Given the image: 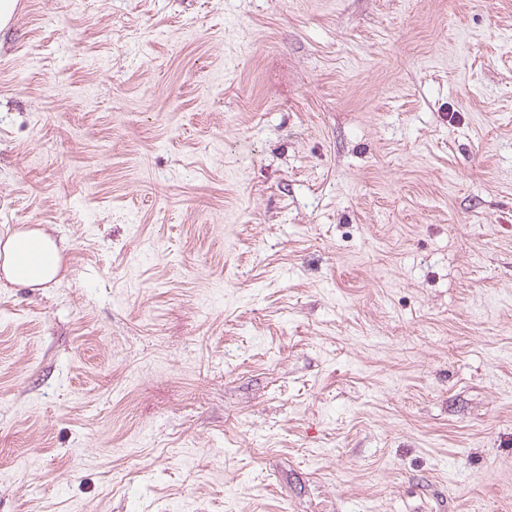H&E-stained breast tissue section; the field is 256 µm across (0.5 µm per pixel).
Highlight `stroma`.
<instances>
[{"mask_svg":"<svg viewBox=\"0 0 512 512\" xmlns=\"http://www.w3.org/2000/svg\"><path fill=\"white\" fill-rule=\"evenodd\" d=\"M0 512H512V0H17ZM58 245L39 229L18 230L0 238V288H46L58 275Z\"/></svg>","mask_w":512,"mask_h":512,"instance_id":"1","label":"stroma"}]
</instances>
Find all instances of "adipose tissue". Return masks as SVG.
I'll list each match as a JSON object with an SVG mask.
<instances>
[{
  "label": "adipose tissue",
  "instance_id": "obj_1",
  "mask_svg": "<svg viewBox=\"0 0 512 512\" xmlns=\"http://www.w3.org/2000/svg\"><path fill=\"white\" fill-rule=\"evenodd\" d=\"M56 242L37 229L18 230L0 240V284L7 288H42L59 272Z\"/></svg>",
  "mask_w": 512,
  "mask_h": 512
}]
</instances>
